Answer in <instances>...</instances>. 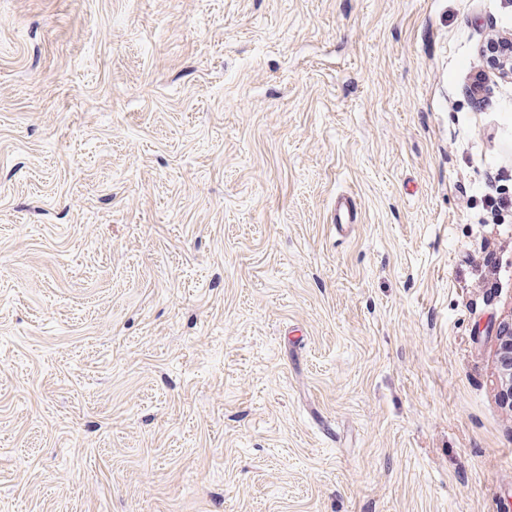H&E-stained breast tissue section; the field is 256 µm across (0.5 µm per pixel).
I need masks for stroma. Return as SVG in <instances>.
I'll use <instances>...</instances> for the list:
<instances>
[{
  "mask_svg": "<svg viewBox=\"0 0 512 512\" xmlns=\"http://www.w3.org/2000/svg\"><path fill=\"white\" fill-rule=\"evenodd\" d=\"M501 41L512 0H0V512H512ZM359 213L355 197L348 194L340 195L336 198L331 224H336V229L358 224ZM495 333L498 341V379L500 395L504 402L512 408V321L499 323L496 327L491 323L488 327V334Z\"/></svg>",
  "mask_w": 512,
  "mask_h": 512,
  "instance_id": "obj_1",
  "label": "stroma"
}]
</instances>
